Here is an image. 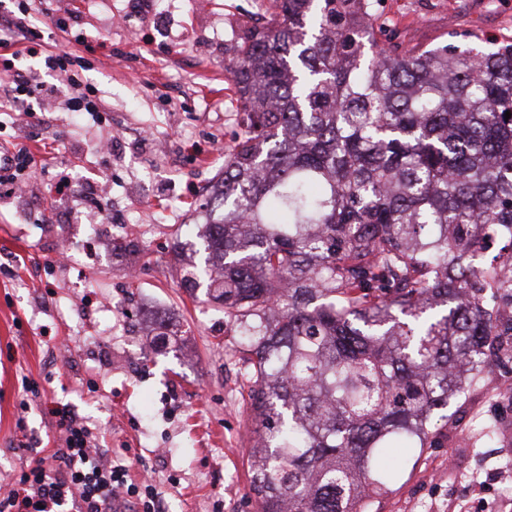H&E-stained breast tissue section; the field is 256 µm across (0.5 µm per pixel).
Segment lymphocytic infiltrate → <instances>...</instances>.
Here are the masks:
<instances>
[{
	"instance_id": "1",
	"label": "lymphocytic infiltrate",
	"mask_w": 512,
	"mask_h": 512,
	"mask_svg": "<svg viewBox=\"0 0 512 512\" xmlns=\"http://www.w3.org/2000/svg\"><path fill=\"white\" fill-rule=\"evenodd\" d=\"M5 21L27 44L29 57L41 59L42 72L14 69L13 60L0 58V68L11 72V83L0 87V101L11 111L35 117V108L55 99L59 82L78 88L71 109L102 121L103 107L98 98L81 92L82 81L73 70L76 61L70 52H51L42 31L29 19L27 8L9 12ZM56 75V82L43 80V73ZM34 158L27 145H16L12 156H0V200L16 197L29 181ZM56 425L63 436L62 446L44 456H33L26 470L0 492V512H114L124 503L132 512H160L162 493L153 484L128 480V469L121 461L105 458L89 438L86 421L66 407L54 409Z\"/></svg>"
}]
</instances>
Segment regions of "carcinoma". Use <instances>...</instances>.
<instances>
[{
	"label": "carcinoma",
	"instance_id": "1",
	"mask_svg": "<svg viewBox=\"0 0 512 512\" xmlns=\"http://www.w3.org/2000/svg\"><path fill=\"white\" fill-rule=\"evenodd\" d=\"M227 67L243 130L182 281L241 339L258 512H366L512 336V41L373 40L372 0H274Z\"/></svg>",
	"mask_w": 512,
	"mask_h": 512
}]
</instances>
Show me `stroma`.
Returning a JSON list of instances; mask_svg holds the SVG:
<instances>
[{"label": "stroma", "mask_w": 512, "mask_h": 512, "mask_svg": "<svg viewBox=\"0 0 512 512\" xmlns=\"http://www.w3.org/2000/svg\"><path fill=\"white\" fill-rule=\"evenodd\" d=\"M108 126L75 118L59 94L27 141L39 164L28 199L0 202V488L30 453L59 440L51 410L87 418L98 447L123 455L133 482L151 476L165 512H257L255 440L239 340L223 307L182 286L174 241L196 239L203 189L241 133L226 68L242 31L270 22L271 0H69ZM375 36L423 48L512 40V0H376ZM82 175L111 188L128 251L83 248L67 221L76 199L55 183ZM52 221L40 224L37 212ZM72 260L55 262L56 244ZM421 448H406L368 512H512V361L491 347Z\"/></svg>", "instance_id": "1"}]
</instances>
